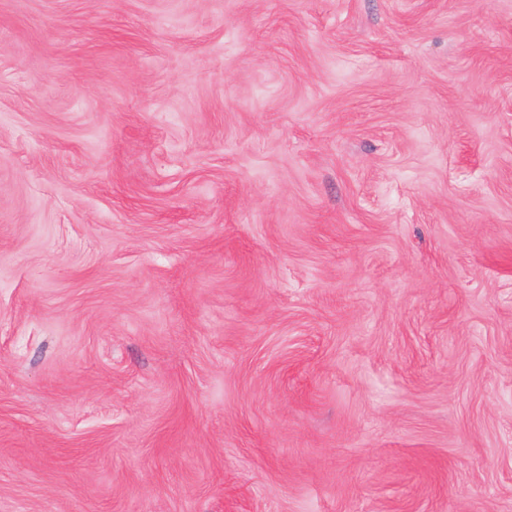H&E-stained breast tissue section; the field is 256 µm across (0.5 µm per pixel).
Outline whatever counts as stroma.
Returning <instances> with one entry per match:
<instances>
[{
    "instance_id": "obj_1",
    "label": "stroma",
    "mask_w": 512,
    "mask_h": 512,
    "mask_svg": "<svg viewBox=\"0 0 512 512\" xmlns=\"http://www.w3.org/2000/svg\"><path fill=\"white\" fill-rule=\"evenodd\" d=\"M0 512H512V0H0Z\"/></svg>"
}]
</instances>
